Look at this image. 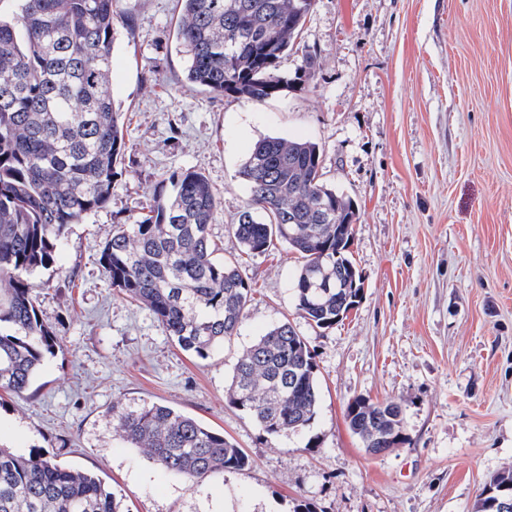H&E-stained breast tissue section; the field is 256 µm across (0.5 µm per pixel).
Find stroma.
<instances>
[{
  "label": "stroma",
  "mask_w": 512,
  "mask_h": 512,
  "mask_svg": "<svg viewBox=\"0 0 512 512\" xmlns=\"http://www.w3.org/2000/svg\"><path fill=\"white\" fill-rule=\"evenodd\" d=\"M118 10L123 174L36 277L61 346L27 391L0 397V445L97 474L128 512H476L484 482L512 464V0H315L279 70L294 76L306 51L315 69L262 102L182 83L178 0ZM266 135L317 143L326 182L355 204L362 297L336 326L297 313L295 252L248 256L232 231L248 198L238 171ZM188 168L215 189L210 233L253 288L239 335L204 360L98 263L113 225ZM282 320L317 365L320 407L302 435L263 433L226 395L239 354ZM358 397L403 411L404 439L384 455L348 427ZM143 402L222 431L250 468L199 484L160 469L106 416Z\"/></svg>",
  "instance_id": "1"
}]
</instances>
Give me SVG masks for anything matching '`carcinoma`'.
<instances>
[{
  "mask_svg": "<svg viewBox=\"0 0 512 512\" xmlns=\"http://www.w3.org/2000/svg\"><path fill=\"white\" fill-rule=\"evenodd\" d=\"M176 39L184 79L216 95L264 101L302 85L315 64L279 75L313 0H178ZM119 0H18L0 19V391L24 392L58 345L39 314L34 276L52 268L70 226L104 208L127 151L125 115L112 94ZM240 176L248 201L232 225L250 254L279 241L300 255L295 308L330 328L359 303L361 278L347 255L356 222L351 199L323 178L313 142L264 136ZM218 201L204 174L175 172L147 212L115 224L98 263L111 286L146 308L184 351L205 359L239 334L252 288L218 256L211 238ZM228 400L268 435L300 434L314 422V355L288 321L239 356ZM346 419L367 452L403 441L393 402L356 398ZM120 438L161 469L203 482L250 467L224 433L164 404L112 406ZM512 493V467L490 477L477 512ZM0 512H124L92 473L0 448Z\"/></svg>",
  "mask_w": 512,
  "mask_h": 512,
  "instance_id": "1",
  "label": "carcinoma"
}]
</instances>
